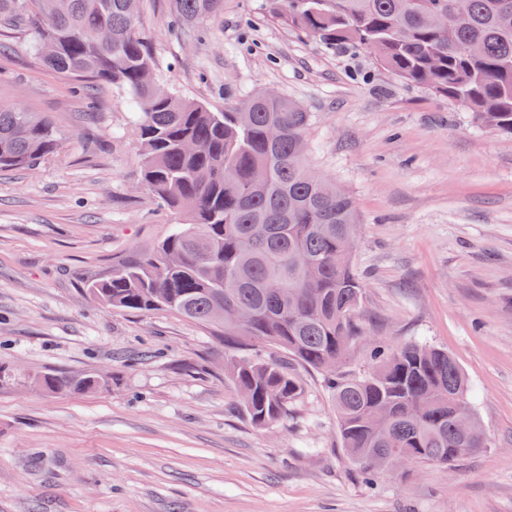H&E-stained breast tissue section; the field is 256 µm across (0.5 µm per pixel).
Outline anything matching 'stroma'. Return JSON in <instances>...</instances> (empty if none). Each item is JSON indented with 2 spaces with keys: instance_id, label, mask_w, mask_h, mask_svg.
<instances>
[{
  "instance_id": "35a3bbf8",
  "label": "stroma",
  "mask_w": 512,
  "mask_h": 512,
  "mask_svg": "<svg viewBox=\"0 0 512 512\" xmlns=\"http://www.w3.org/2000/svg\"><path fill=\"white\" fill-rule=\"evenodd\" d=\"M170 15L171 0L139 2L162 83L215 112L262 88L310 112L309 160L359 217L350 370L368 371L376 341L448 351L487 446L363 482L319 373L302 371L287 418L259 428L212 330L92 299L87 280L151 250L175 217L140 184L128 96H85L38 59L30 24L0 33V101L62 143L0 172V512H512V137L366 53L315 46L267 19L266 0H224L179 28ZM53 373L111 385L36 386Z\"/></svg>"
}]
</instances>
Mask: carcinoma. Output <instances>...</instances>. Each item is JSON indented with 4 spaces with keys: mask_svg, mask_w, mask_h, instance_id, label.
I'll list each match as a JSON object with an SVG mask.
<instances>
[{
    "mask_svg": "<svg viewBox=\"0 0 512 512\" xmlns=\"http://www.w3.org/2000/svg\"><path fill=\"white\" fill-rule=\"evenodd\" d=\"M270 17L326 48L370 54L407 85L446 97L472 122L512 137V0H268ZM223 0H174L173 24L201 20ZM41 27L50 69L128 91L141 179L157 205L186 220L157 247L112 265L90 293L112 308H164L218 331L228 374L258 427L288 416L303 393L293 368L318 371L342 448L368 480L404 465L449 464L486 447L462 440L454 408H472L453 357L417 342L375 345L373 371L344 363L356 336L362 286L345 255L356 237L351 196L307 161L310 113L256 92L212 112L145 72L155 70L129 0H0V28ZM108 29L106 42L100 31ZM46 119L0 103V170L37 167L57 146ZM245 306L247 323L231 310ZM271 346L282 359H263ZM45 390L109 387L93 375H43Z\"/></svg>",
    "mask_w": 512,
    "mask_h": 512,
    "instance_id": "carcinoma-1",
    "label": "carcinoma"
}]
</instances>
